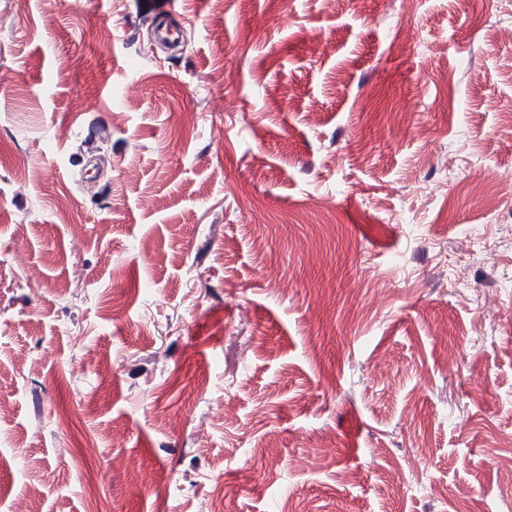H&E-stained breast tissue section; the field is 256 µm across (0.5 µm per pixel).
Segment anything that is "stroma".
Segmentation results:
<instances>
[{"label": "stroma", "mask_w": 512, "mask_h": 512, "mask_svg": "<svg viewBox=\"0 0 512 512\" xmlns=\"http://www.w3.org/2000/svg\"><path fill=\"white\" fill-rule=\"evenodd\" d=\"M512 0H0V512H512Z\"/></svg>", "instance_id": "35a3bbf8"}]
</instances>
